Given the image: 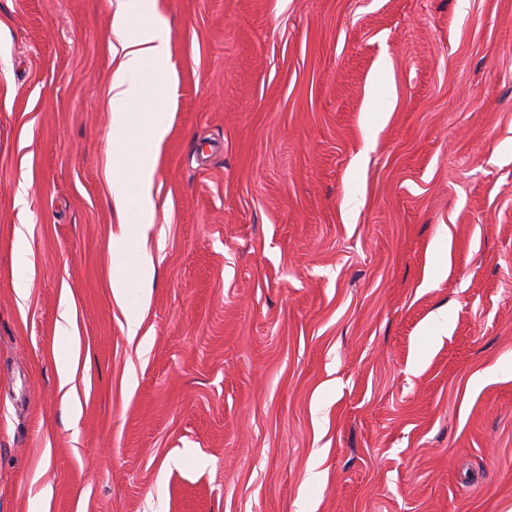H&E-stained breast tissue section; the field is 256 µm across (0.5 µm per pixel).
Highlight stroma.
I'll use <instances>...</instances> for the list:
<instances>
[{
	"label": "stroma",
	"mask_w": 512,
	"mask_h": 512,
	"mask_svg": "<svg viewBox=\"0 0 512 512\" xmlns=\"http://www.w3.org/2000/svg\"><path fill=\"white\" fill-rule=\"evenodd\" d=\"M158 2L140 309L114 0H0V512H512V0ZM112 29V205L119 217L114 249L118 264L112 274L115 300L127 306L132 284L125 268L128 246L153 224L154 155L168 128L165 110L174 95L171 31L161 18L157 0H116ZM155 267L150 257L143 255L140 257L137 267L136 285L138 291V303L144 306L150 297L151 285L154 280ZM60 334L69 337V352L67 360L61 364L59 369V378L61 389L68 387L65 391V406L72 418H78L80 415V405L74 398V382L78 367L81 361V349L77 336L75 317L73 307L69 296L64 293L60 303Z\"/></svg>",
	"instance_id": "obj_1"
}]
</instances>
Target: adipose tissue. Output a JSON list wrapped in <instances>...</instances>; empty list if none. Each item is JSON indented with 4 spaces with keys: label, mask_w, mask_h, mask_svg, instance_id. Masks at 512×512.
I'll list each match as a JSON object with an SVG mask.
<instances>
[{
    "label": "adipose tissue",
    "mask_w": 512,
    "mask_h": 512,
    "mask_svg": "<svg viewBox=\"0 0 512 512\" xmlns=\"http://www.w3.org/2000/svg\"><path fill=\"white\" fill-rule=\"evenodd\" d=\"M112 29L117 37L112 47V84L109 106L112 112V205L119 217L114 240L117 254L145 235L156 209L154 155L168 128L165 111L174 95L171 61V31L161 18L157 0H115ZM155 267L150 257L141 256L136 277H129L124 265L112 274L111 290L120 305L130 297L146 304L150 297ZM59 329L69 339L67 360L59 369L65 389V406L71 417H79L80 405L72 384L81 361L75 317L69 297L60 303Z\"/></svg>",
    "instance_id": "ef3b65f1"
}]
</instances>
